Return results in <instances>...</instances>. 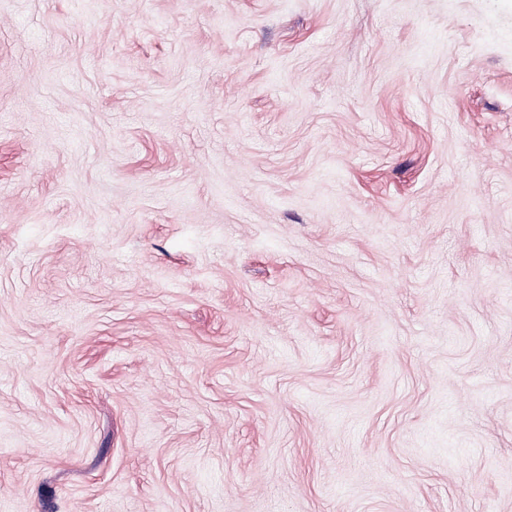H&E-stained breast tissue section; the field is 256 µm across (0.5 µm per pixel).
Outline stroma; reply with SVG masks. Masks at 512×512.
<instances>
[{"mask_svg": "<svg viewBox=\"0 0 512 512\" xmlns=\"http://www.w3.org/2000/svg\"><path fill=\"white\" fill-rule=\"evenodd\" d=\"M0 512H512V0H0Z\"/></svg>", "mask_w": 512, "mask_h": 512, "instance_id": "stroma-1", "label": "stroma"}]
</instances>
